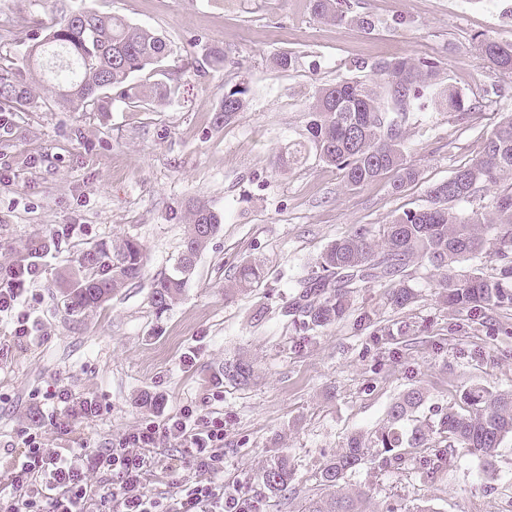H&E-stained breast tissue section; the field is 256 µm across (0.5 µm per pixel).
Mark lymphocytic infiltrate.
<instances>
[{
	"mask_svg": "<svg viewBox=\"0 0 512 512\" xmlns=\"http://www.w3.org/2000/svg\"><path fill=\"white\" fill-rule=\"evenodd\" d=\"M167 436L182 441L184 453L202 474L176 499L151 496L144 484L150 466L145 451ZM94 469L118 475L116 493L96 496L90 479ZM223 472V419L198 422L186 413L163 426L149 424L125 434L116 447L99 452L90 464L79 453L30 443L11 474L9 492L0 493V512H91L96 501L113 504L115 512H247L239 499L225 494Z\"/></svg>",
	"mask_w": 512,
	"mask_h": 512,
	"instance_id": "obj_1",
	"label": "lymphocytic infiltrate"
}]
</instances>
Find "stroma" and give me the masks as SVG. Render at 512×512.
<instances>
[{
    "label": "stroma",
    "mask_w": 512,
    "mask_h": 512,
    "mask_svg": "<svg viewBox=\"0 0 512 512\" xmlns=\"http://www.w3.org/2000/svg\"><path fill=\"white\" fill-rule=\"evenodd\" d=\"M90 6L164 36L179 89L161 103L115 102L102 112H69L53 101L0 121V265L29 264L36 275L15 319L0 317V487L30 437L48 448L86 455L115 447L147 424L192 410L224 420V486L255 512H297L319 494L316 475L354 432L379 427L403 392L423 387L427 408L457 403L481 384L512 391V334L491 333L482 318L449 311L439 276L412 269L415 301L394 307L386 288L361 289L339 323L303 332L284 319L304 269L345 232L380 237L403 211L426 204L427 189L478 156L486 135L512 111V77L483 64L482 39H512V0H346L349 12L374 18L365 32L317 19L309 0H0V33L42 36L41 21L60 7ZM228 57L212 65L207 50ZM293 70L273 69L279 52ZM407 56L437 64V80L466 94L465 112L436 110L422 97L406 123L415 182L394 190L393 175L348 187L314 149L298 162L306 113L319 88L337 80L371 81L378 60ZM249 86L246 108L230 122L215 112L225 88ZM205 201L223 217L196 261L181 300L163 315L150 284L170 272L191 219ZM138 239L143 277L102 307L68 313L60 285L87 247ZM265 276L249 294L224 290L243 262ZM264 308L256 321L252 313ZM370 314L371 324L360 317ZM389 327L390 335L379 332ZM244 355L256 380L225 382L226 358ZM150 394L161 404H141ZM94 399L96 416L79 403ZM286 450L295 477L271 502L258 474L273 449ZM149 494L173 497L197 479L191 458L169 440L151 449ZM178 463L179 471L165 470ZM423 458L404 469L362 468L350 478L368 491L374 512H512V442L486 479L476 456L456 449L435 481L417 476Z\"/></svg>",
    "instance_id": "stroma-1"
}]
</instances>
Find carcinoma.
<instances>
[{
  "mask_svg": "<svg viewBox=\"0 0 512 512\" xmlns=\"http://www.w3.org/2000/svg\"><path fill=\"white\" fill-rule=\"evenodd\" d=\"M313 14L336 25L355 24L365 31L375 21L337 8L336 0H311ZM45 35L29 46L25 64L0 56V112L37 106L27 80L50 85L55 104L84 112L99 111L118 100L129 107L144 101L161 102L174 88L175 72L166 65L170 48L163 36L122 17L87 8L51 17L42 23ZM478 58L500 73L512 76V39H483ZM384 86L357 80H339L320 88L307 112V143L319 159L336 167L346 185L360 187L394 172V187L417 178L407 161L403 123L406 112L421 96L425 81L435 75V63L396 57L375 63ZM147 72L151 83L137 80ZM249 87L240 82L224 91L217 119L231 121L246 107ZM437 109L463 112L464 95L448 85L434 98ZM455 172L464 179L433 184L429 204L403 212L384 225L379 240L355 228L331 241L314 265L297 282V290L283 315L304 330H316L343 320L354 294L371 284L388 287L393 306L404 308L415 298L403 273L422 262L440 272V299L461 315L476 311L512 309V189L501 193L493 215L460 213L454 205L475 196L481 188L512 175V113L505 114L486 136L483 153ZM223 217L208 204L191 205L183 249L172 271L155 279L150 299L163 313L175 305L190 280L194 263L208 241L220 230ZM498 261L497 273L487 277L478 269L463 270L485 255ZM145 253L142 244L126 238L113 248L103 244L84 250L63 291L71 312L96 308L131 281L140 278ZM261 271L248 262L224 285L229 293H244L259 286ZM255 376L254 364L238 355L224 360V379L246 385ZM427 392L415 388L389 408L384 423L372 433H353L336 455L326 460L317 481L325 492L302 502L298 512H371L368 494L345 491L347 480L363 466L379 471L399 470L411 455L428 454L432 468L421 473L430 481L453 461L457 448L475 453L483 474L494 478L498 448L512 441V392L486 386L469 387L460 404L419 416ZM294 465L287 452L276 449L261 469L259 480L268 495H281L293 480Z\"/></svg>",
  "mask_w": 512,
  "mask_h": 512,
  "instance_id": "carcinoma-1",
  "label": "carcinoma"
}]
</instances>
